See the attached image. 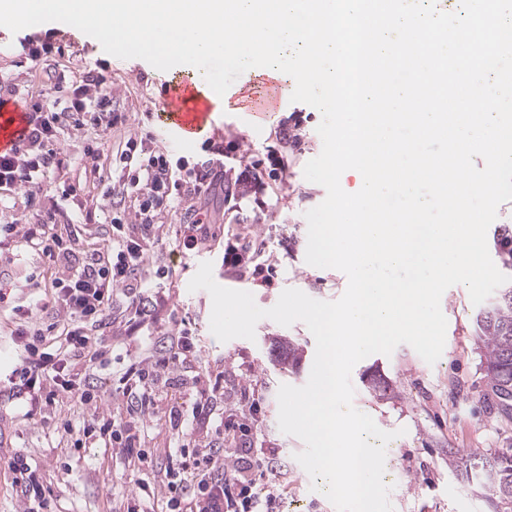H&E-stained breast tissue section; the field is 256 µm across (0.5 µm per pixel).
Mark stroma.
Returning <instances> with one entry per match:
<instances>
[{
	"mask_svg": "<svg viewBox=\"0 0 512 512\" xmlns=\"http://www.w3.org/2000/svg\"><path fill=\"white\" fill-rule=\"evenodd\" d=\"M24 36L37 41L51 39L62 52L49 62H33L20 46ZM96 63L111 74L116 107L125 113L126 122L104 137L100 146L102 164L96 171L83 157L81 140L64 138L60 148L65 166L53 179L45 198L46 207L59 209L55 220L44 225L47 236L68 239L80 251L112 245L109 226L95 203L109 184L113 144L137 131H155V115L162 107L166 83L174 74L189 76L192 68L177 65L167 72L141 59L116 58L91 37L60 22L27 28L20 34L0 28V75L12 79L16 86L8 95L9 106L16 109L29 111L58 74L76 75ZM264 73V68L255 67L235 80L231 86L235 99L215 109L204 137L218 145H236V156L229 162L233 168L277 152L285 168L284 180L271 182L258 201L250 195L230 203L223 194L212 197L210 207L219 219L208 245L196 253L182 251L179 220L167 218L158 231V242L149 244L148 249L168 274L162 279L152 278L151 284L169 297L159 326L184 323L199 348L201 373L223 375L226 412L238 410L244 385H256L259 404L251 444L278 451L280 466L266 476L265 482L282 490L281 512H336L322 492L312 490L308 473L295 459L296 453L304 449L302 440L278 428V388L307 382L315 356L313 335L300 321L284 327L263 319L256 325L254 340L220 342L210 330L209 293L188 289L205 261L212 262L218 284L252 293L263 309L273 307L288 288L324 301L339 299L347 288L348 278L343 272L316 268L305 261L308 226L304 214L326 196L323 186L306 180L303 174L306 163L322 149L316 131L321 114L310 105L287 101L272 124L254 125L248 111L251 99L261 89ZM284 131L297 137L298 146L283 145L280 134ZM71 184L77 188L76 196L63 197L64 187ZM233 236L259 242L265 253L273 255L276 279L272 286H262L225 268L224 241ZM37 294V289L26 288L0 305L2 370H9L17 361L9 331L20 317L16 307L28 305ZM441 309L447 331L440 359L428 364L406 344L388 356L370 355L352 370L353 405L370 415L381 430L394 435L386 447L383 477L391 488L393 512H495L484 488L458 477L453 453L460 448H479L492 454L512 452V419L492 405L476 332L480 306L472 304L465 286L455 285L444 292ZM275 336L291 338L301 345L304 356L300 371L275 362L271 354V339ZM374 369L393 387V394L383 396L369 388L366 375ZM92 411V406L64 393L44 420H24L12 405H0V458L29 456L52 491L55 512H123L127 494L135 491L139 482L153 481L155 473L168 464V449L178 443L167 415L161 411L146 419L144 445L153 455L149 469L130 465L118 449L77 448L58 434L62 420L78 425Z\"/></svg>",
	"mask_w": 512,
	"mask_h": 512,
	"instance_id": "stroma-1",
	"label": "stroma"
}]
</instances>
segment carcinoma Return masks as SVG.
Returning a JSON list of instances; mask_svg holds the SVG:
<instances>
[{
  "label": "carcinoma",
  "instance_id": "1",
  "mask_svg": "<svg viewBox=\"0 0 512 512\" xmlns=\"http://www.w3.org/2000/svg\"><path fill=\"white\" fill-rule=\"evenodd\" d=\"M483 364L496 407L512 410V284L497 290L494 301L476 317ZM281 360L299 367L303 350L294 340H274ZM462 478L485 486L495 506H512V454H488L477 448L455 452Z\"/></svg>",
  "mask_w": 512,
  "mask_h": 512
}]
</instances>
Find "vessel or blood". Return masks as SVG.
I'll use <instances>...</instances> for the list:
<instances>
[{
    "label": "vessel or blood",
    "mask_w": 512,
    "mask_h": 512,
    "mask_svg": "<svg viewBox=\"0 0 512 512\" xmlns=\"http://www.w3.org/2000/svg\"><path fill=\"white\" fill-rule=\"evenodd\" d=\"M166 105L157 115V119L168 128V134L175 147L184 148L194 143L206 127L210 104L201 98H191L185 85L168 84L164 95ZM284 101V95L278 86H271L269 93L253 112L255 122L263 123L278 112ZM25 112L8 109L0 112V151L10 148L25 128Z\"/></svg>",
    "instance_id": "b4317fda"
}]
</instances>
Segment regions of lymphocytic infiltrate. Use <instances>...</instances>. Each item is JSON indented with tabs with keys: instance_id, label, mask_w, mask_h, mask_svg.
Instances as JSON below:
<instances>
[{
	"instance_id": "f902f5d3",
	"label": "lymphocytic infiltrate",
	"mask_w": 512,
	"mask_h": 512,
	"mask_svg": "<svg viewBox=\"0 0 512 512\" xmlns=\"http://www.w3.org/2000/svg\"><path fill=\"white\" fill-rule=\"evenodd\" d=\"M52 104H34L28 127L15 146L0 153V205L23 195L27 209L41 210L43 187L64 166L57 148L64 136L92 133L102 137L121 124L123 116L112 107V80L99 71L79 79L59 81L52 89ZM206 160L186 167L171 150L156 145L150 133H133L112 159V181L96 206L112 230V248L76 254L66 240L44 237L39 225L18 229L0 225V256L26 244L40 253L49 271L46 293L50 303L32 299L24 323L13 332L23 348L20 362L0 386V398L24 411L26 418L55 406L60 392L82 403L101 398L95 366L110 365L111 346L124 347L130 357L117 379L115 394L125 414L117 418L95 411L82 428L63 423L75 446L104 443L121 449L134 464L147 466L151 457L143 446L145 415L158 409L162 389H184L183 411L171 412L181 434L179 447L169 449L178 465L174 480L143 482L127 500L126 512H144L148 501L163 500L168 512H279L273 490H259L264 465L274 462L272 448L246 462L239 449L196 437L246 436L248 424L235 415L219 417L224 387L187 376V367L199 361L187 330L170 329L139 338L144 327L156 323L168 298L147 287V243L157 224L168 215L180 218L179 244L184 251L201 248L210 236L203 218L209 210L205 197L224 180V158L230 150L204 143ZM8 469L23 512H52L48 489L27 456L9 459Z\"/></svg>"
}]
</instances>
